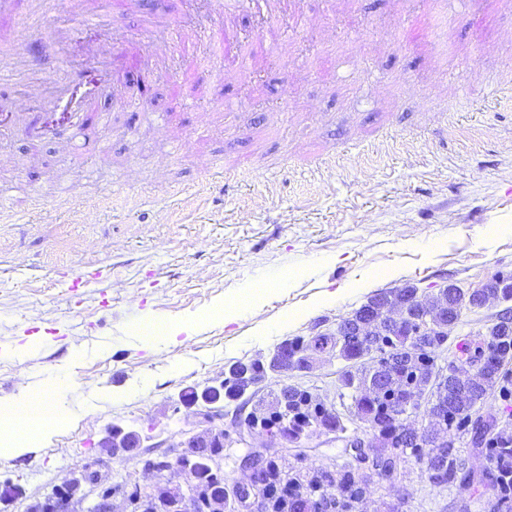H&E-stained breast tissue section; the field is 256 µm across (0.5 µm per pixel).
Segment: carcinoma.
<instances>
[{
  "mask_svg": "<svg viewBox=\"0 0 512 512\" xmlns=\"http://www.w3.org/2000/svg\"><path fill=\"white\" fill-rule=\"evenodd\" d=\"M484 297L512 300V278L496 276L474 291L442 288L432 298L433 312L458 321L463 311L480 308ZM417 299L418 288L410 285L377 293L349 314L351 323L366 325L367 343L334 333L288 338L276 346L269 362L258 358L251 360L247 369L232 366L223 396L236 401L263 382L270 371H301L324 354L334 355L348 362L339 379V398H351L349 414L377 430V449L373 450L377 462L389 466L395 460L413 458L423 466L430 483L442 486L466 474L476 478L479 464L487 460L494 472L493 512H512V425L488 438L486 433L496 427L498 417L479 411L490 397L512 398V370L506 369L512 364V322L493 323L457 349L459 358L491 357L492 363L479 379L463 372L449 375L445 367L437 365L438 349L448 342V336H416L415 320L394 328L388 325L391 309L416 308ZM366 356L368 364L361 362ZM422 408L430 419V430L416 440L399 427ZM258 424L301 440L321 433L340 436L347 431L336 409L313 402L312 393L299 386L273 392L270 402L258 403L250 418L239 422L250 428ZM450 430L472 435L469 453L448 441ZM267 470L274 473V480L263 486L262 495L269 498L271 512H306V500L299 492L306 480L302 469L285 470L270 459ZM315 475L327 482L324 492L336 498L338 508L333 512H355L353 504L368 490L366 476L348 463L334 474L317 471ZM191 481L201 487L191 512H204L221 488L202 467L193 471Z\"/></svg>",
  "mask_w": 512,
  "mask_h": 512,
  "instance_id": "1",
  "label": "carcinoma"
}]
</instances>
